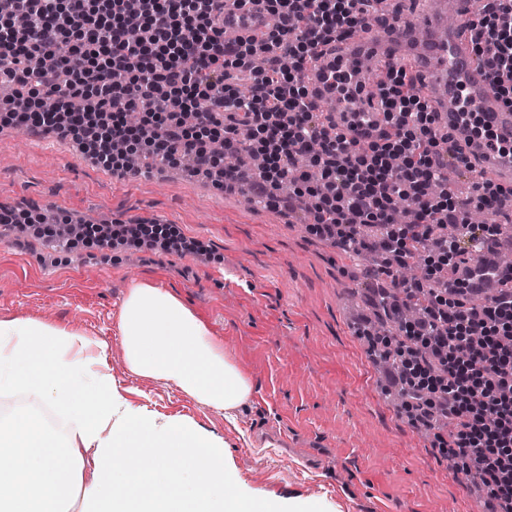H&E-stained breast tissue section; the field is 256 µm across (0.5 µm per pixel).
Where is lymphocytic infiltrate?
<instances>
[{"mask_svg":"<svg viewBox=\"0 0 512 512\" xmlns=\"http://www.w3.org/2000/svg\"><path fill=\"white\" fill-rule=\"evenodd\" d=\"M276 23L265 42L224 39V0H6L0 7L1 127L72 137L106 169L125 175V158L219 170L225 187L248 182L258 202L276 206L286 181L307 203L313 234L354 250L381 252L392 287L381 289L400 321L401 380L408 408L431 428L448 425L445 453L512 512V293L466 312L436 281L448 260L496 227L470 223L448 191L453 155L442 146L435 114L413 91L406 69L380 101L385 123L362 142L330 132L307 98L301 73L317 45L360 23L371 0H265ZM483 68L512 106V0H487L472 25ZM251 92H237L241 83ZM143 114L129 124L128 113ZM249 150L261 170L220 165ZM465 227L437 239L447 225ZM152 233L100 225L96 245L131 248L168 243ZM446 257L420 280L396 270L422 265L424 249ZM425 304L403 314L416 298Z\"/></svg>","mask_w":512,"mask_h":512,"instance_id":"f902f5d3","label":"lymphocytic infiltrate"}]
</instances>
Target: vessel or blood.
Listing matches in <instances>:
<instances>
[{"label": "vessel or blood", "instance_id": "1", "mask_svg": "<svg viewBox=\"0 0 512 512\" xmlns=\"http://www.w3.org/2000/svg\"><path fill=\"white\" fill-rule=\"evenodd\" d=\"M430 8L420 22L427 39L420 51H412L393 26L384 24L377 12L344 35L338 44L321 47L316 65L304 72L311 100L321 104L338 100L337 76H344L353 97L342 112H353L355 102L372 91L369 72L383 73L414 59L421 82L437 111L440 125L448 129L450 142L463 148L465 163L476 182L492 180L512 185V107L505 105L497 85L479 66L465 33L474 15L472 0H429ZM274 20L262 0H225L224 28L241 40H262ZM476 108L485 125L498 137L496 145L476 137L464 112ZM454 292L461 299H492L512 287V270L500 260L497 246L481 250L472 260L458 264L450 274Z\"/></svg>", "mask_w": 512, "mask_h": 512}]
</instances>
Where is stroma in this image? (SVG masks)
<instances>
[{"mask_svg":"<svg viewBox=\"0 0 512 512\" xmlns=\"http://www.w3.org/2000/svg\"><path fill=\"white\" fill-rule=\"evenodd\" d=\"M0 207L89 224L174 226L200 252L56 250L0 225V317L52 320L105 341L120 394L224 439L232 491L322 512H490L486 490L385 394L357 315L385 281L363 277L312 235L301 204L278 209L225 192L185 164L134 176L93 163L73 139L0 131ZM157 280L209 325L254 392L236 422L166 381L129 373L119 311L133 283Z\"/></svg>","mask_w":512,"mask_h":512,"instance_id":"35a3bbf8","label":"stroma"}]
</instances>
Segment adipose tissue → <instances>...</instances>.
Wrapping results in <instances>:
<instances>
[{
    "instance_id": "1",
    "label": "adipose tissue",
    "mask_w": 512,
    "mask_h": 512,
    "mask_svg": "<svg viewBox=\"0 0 512 512\" xmlns=\"http://www.w3.org/2000/svg\"><path fill=\"white\" fill-rule=\"evenodd\" d=\"M125 363L229 412L253 386L207 324L173 291L139 282L119 314ZM105 343L33 318L0 319V393L25 406L0 418V512H252L224 489V440L185 418H157L118 392Z\"/></svg>"
}]
</instances>
